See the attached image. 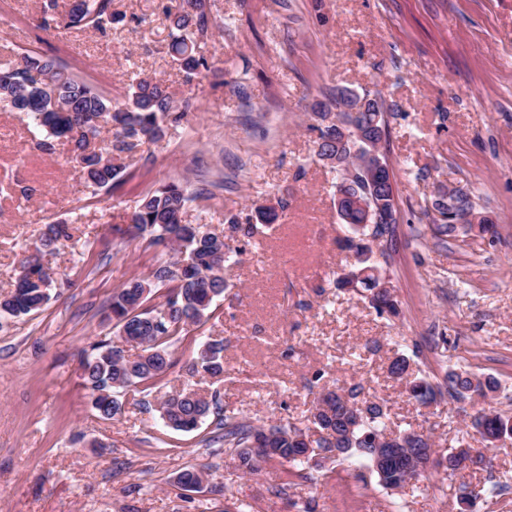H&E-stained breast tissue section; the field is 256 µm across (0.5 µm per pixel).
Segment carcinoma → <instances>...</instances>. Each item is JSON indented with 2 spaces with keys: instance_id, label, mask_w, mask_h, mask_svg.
<instances>
[{
  "instance_id": "obj_1",
  "label": "carcinoma",
  "mask_w": 512,
  "mask_h": 512,
  "mask_svg": "<svg viewBox=\"0 0 512 512\" xmlns=\"http://www.w3.org/2000/svg\"><path fill=\"white\" fill-rule=\"evenodd\" d=\"M57 0L44 4L42 25L46 28L91 27L101 34L112 29L123 17L112 12V0H72L68 11L56 13ZM175 33L170 49L186 77L209 69L207 59L198 51L197 38L208 31L204 0H173L165 10ZM189 104L178 106L162 81L137 77L129 84L123 102L89 83L69 70L68 66L34 51L21 53L16 61L0 65V110L19 112L32 124L39 135L38 148L50 153L54 142L66 139L73 144L74 160L84 169L91 186L110 191L126 183L124 167L115 157L129 149L131 139L159 140L169 129L177 128L185 118ZM319 125L316 155L319 159H335L338 154L351 152L349 144L336 143V113H315ZM356 127L361 131L375 128L376 140L386 134L385 112L369 108L358 112ZM111 134L106 146L89 150L91 141L103 132ZM350 195L370 198V210H379V217L393 215L394 197L391 189L379 184L372 171L358 170L346 179ZM193 197L179 182H169L146 194L131 216L138 234H147L151 243L169 248L177 245L178 257L157 265L145 279H132L112 295V320L119 336L141 346L134 357H124L101 340L81 362L85 387L91 390L93 408L100 418L109 420L121 412L123 403L118 396L136 398L154 381L163 378L176 364L171 347L188 334V328L200 327L211 317L212 306L224 296L227 283L224 267L239 253V242L253 238L257 225L274 224L287 203L255 209V221L244 224L232 215L226 219L232 235L226 238L208 232L203 226L186 224L183 216ZM434 209L440 223L433 231L440 239L466 233L473 226L483 232L491 225L482 219L474 222L473 203L459 191L450 200L436 198ZM350 234L339 245L353 253L350 270L334 281L335 288L352 290L365 297L379 315H398V303L393 289L385 287L380 263L375 260L373 247L387 259L394 226L367 217L360 208L347 206L340 215ZM69 237L64 224H51L44 240L50 247ZM51 281L38 260H26L16 279L12 294L0 299V319L7 320L36 314L50 300ZM162 302L153 303L154 296ZM388 373L407 380L410 396L421 404H429L447 391L454 400L470 393L494 392L496 382L468 373L450 370L445 376V388L433 386L424 378H409V362L404 356L395 358ZM190 376L219 377L224 374V342L209 340L198 350L188 366ZM219 400H207L194 390H184L177 396L160 402L159 413L164 427L182 432L198 429L205 420L216 416L217 426L224 430V447L236 452L244 471H255L256 460H275L291 468V474L305 478V470L319 467L336 453L342 458L355 456L362 466L377 478L379 486L395 491L420 475L418 459L432 447L429 436L414 429H405L391 437L389 447H402L384 464L377 463L375 440H383L388 413L382 404L361 396V386L355 384L340 391H328L319 400L310 422L320 437L306 441L307 435L296 427L271 425L258 428L233 416L221 415ZM471 428L483 439L484 447L472 448L469 433L462 434L458 445L436 461L449 476L466 471L482 470L487 463L485 451L506 438H512V416L482 412L473 417ZM263 441L262 455L254 453L257 441ZM509 480L489 481L475 491L463 487L460 502L470 509L476 501L497 502Z\"/></svg>"
}]
</instances>
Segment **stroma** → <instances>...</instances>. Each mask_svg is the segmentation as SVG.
Here are the masks:
<instances>
[{"mask_svg": "<svg viewBox=\"0 0 512 512\" xmlns=\"http://www.w3.org/2000/svg\"><path fill=\"white\" fill-rule=\"evenodd\" d=\"M43 3L0 0V61L31 49L118 100L136 74L152 76L191 109L123 154L133 178L115 192L86 183L70 144L43 153L18 113L0 111V297L29 257L53 280L41 312L0 324V512H224L235 502L302 512L309 501L315 512H460L461 483L511 475L510 439L491 449L492 472L450 477L431 465L393 495L354 458L295 481L275 462L248 475L214 441L215 418L175 432L158 404L190 382L238 419L304 430L321 394L358 382L385 400L393 431H425L439 455L478 412L512 415V0H206L198 45L210 68L189 83L169 50V0H112L124 20L105 35L40 28ZM340 89L376 97L388 122L395 318L332 286L350 263L336 244L348 228L333 204L336 172L315 155L313 110ZM172 181L194 196L186 222L218 234L225 216L243 221L281 198L288 208L225 268L230 289L174 345L176 367L141 405L104 420L81 354L102 339L122 344L108 318L113 293L168 260L128 229L143 195ZM448 187L467 192L494 232L438 241L432 202ZM51 224L68 225L69 237L50 253ZM208 339L224 343L223 377H188ZM400 354L431 383L456 370L498 389L418 404L387 375ZM190 466L207 477L192 492L175 484Z\"/></svg>", "mask_w": 512, "mask_h": 512, "instance_id": "obj_1", "label": "stroma"}]
</instances>
